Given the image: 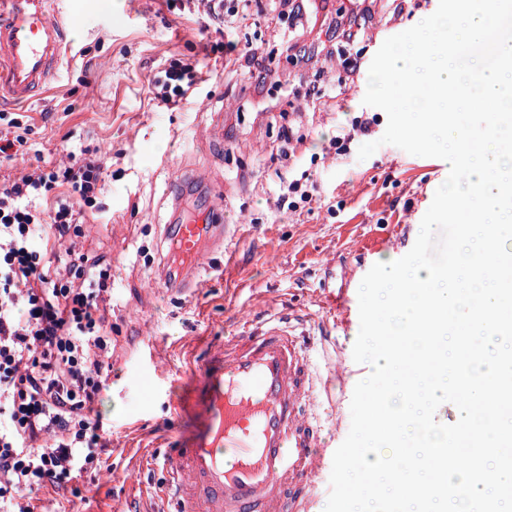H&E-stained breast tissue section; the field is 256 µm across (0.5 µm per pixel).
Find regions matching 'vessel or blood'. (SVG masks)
<instances>
[{
	"label": "vessel or blood",
	"instance_id": "obj_1",
	"mask_svg": "<svg viewBox=\"0 0 512 512\" xmlns=\"http://www.w3.org/2000/svg\"><path fill=\"white\" fill-rule=\"evenodd\" d=\"M79 25L69 0H0V106L50 86ZM219 195L211 190L200 219L164 229L179 262L171 293L198 286L214 249H233ZM303 334L301 324L271 314L195 357L197 382L171 403L193 420L166 453L161 493L174 512H310L333 453L321 446L328 382Z\"/></svg>",
	"mask_w": 512,
	"mask_h": 512
}]
</instances>
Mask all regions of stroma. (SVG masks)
<instances>
[{
	"label": "stroma",
	"instance_id": "35a3bbf8",
	"mask_svg": "<svg viewBox=\"0 0 512 512\" xmlns=\"http://www.w3.org/2000/svg\"><path fill=\"white\" fill-rule=\"evenodd\" d=\"M439 0L394 16L389 0L359 7L372 38L362 50L371 64L387 33L398 34L433 14ZM82 19L72 47L64 50L55 82L19 113L33 126L39 155L0 162V177L32 172L41 161L62 160L70 137L112 157L111 175L76 247L112 262L120 302L112 314V374L97 405L112 425L99 473L85 474L73 493L42 496L45 512H172L158 497L163 475L137 459L139 449L162 455L192 426L174 414L169 400L198 376L190 354L235 335L240 319L261 311L303 315L314 344L337 347L342 369L334 375L336 416L322 443L343 442L351 425L354 388L368 366L353 359L359 322L343 324L324 309L329 292L358 285L388 254H407L447 162L384 145L366 160L336 161L329 141L345 113L364 111L368 74L319 109L302 96L278 98L272 84L225 78L224 54H206L221 36L207 28L204 12L170 10L167 0H71ZM349 0L318 9L305 40L320 47L328 31L353 24ZM358 12V13H359ZM286 24L269 17L239 24L240 42L251 43L287 76L292 60L279 36ZM172 59L206 64L211 76L176 109L157 105L150 80ZM224 115L215 137L212 113ZM290 122L304 137L296 154L320 195L312 212L289 215L269 192L287 174L278 160L279 128ZM223 191L224 219L238 222L233 256L217 250L201 271L203 288L178 299L160 282V225L173 221L183 194L202 205L211 188Z\"/></svg>",
	"mask_w": 512,
	"mask_h": 512
}]
</instances>
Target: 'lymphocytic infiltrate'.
Masks as SVG:
<instances>
[{
    "label": "lymphocytic infiltrate",
    "mask_w": 512,
    "mask_h": 512,
    "mask_svg": "<svg viewBox=\"0 0 512 512\" xmlns=\"http://www.w3.org/2000/svg\"><path fill=\"white\" fill-rule=\"evenodd\" d=\"M203 7L224 30V64L263 83L271 72L251 45L234 39L249 12L289 18L284 52L299 60L295 43L309 0H180ZM204 81L197 64L171 60L153 83L165 108L179 106ZM373 112H352L329 143L338 159L357 138L371 137ZM106 165L97 150L69 151L66 162L0 180V507L37 512L38 494L65 495L74 479L99 470L110 426L96 406L112 371V263L63 249L82 235L87 212L98 209ZM308 172L282 177L275 205L291 213L310 207Z\"/></svg>",
    "instance_id": "lymphocytic-infiltrate-1"
}]
</instances>
